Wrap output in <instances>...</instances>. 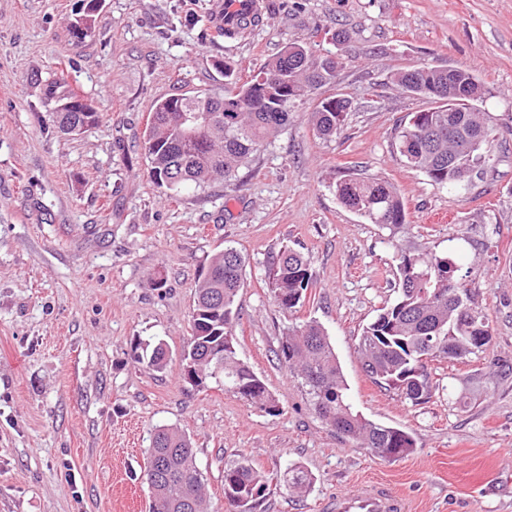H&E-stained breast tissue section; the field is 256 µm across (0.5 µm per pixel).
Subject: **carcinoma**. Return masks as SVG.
<instances>
[{"label":"carcinoma","mask_w":512,"mask_h":512,"mask_svg":"<svg viewBox=\"0 0 512 512\" xmlns=\"http://www.w3.org/2000/svg\"><path fill=\"white\" fill-rule=\"evenodd\" d=\"M91 4L74 29L82 40L92 30ZM338 65L293 43L266 63L249 81L222 93L191 91L158 98L144 135V152L150 179L159 187L179 191L186 186L203 188L222 178L237 177L239 168L290 121L296 103L336 78ZM475 75L458 67L454 82L461 90L483 98L487 90L475 84ZM397 87L423 99L435 98L438 88H448V71L423 66L392 76ZM58 128L70 133L99 123L98 112L84 98L71 94L58 99L54 109ZM186 113H205L208 126L192 135L183 121ZM347 113L336 111L332 101L319 102L312 118L322 136H332L344 125ZM397 151L411 168L436 186H454L472 173L469 162L491 146V130L483 116L467 109L448 113L441 107L421 113L420 120L403 126ZM336 196L349 209L372 224L398 228L406 223L405 203L397 189L377 178L351 173L336 182ZM456 265L437 253L400 255L396 300L380 309L367 324L357 344L363 370L380 386L402 391L413 402L430 393L429 363L462 359L486 350L491 329L487 316L468 304ZM245 259L233 248L215 253L195 283L191 311L192 336L182 363L211 378L222 354L218 377L224 389L261 406L275 400L264 381L238 357L236 346L224 343L234 327L235 308L244 286ZM268 285L276 304L291 311L305 299L311 274L301 253L284 249L267 269ZM280 359L306 388L317 416L336 433L381 458L410 454L415 439L407 431L374 422L356 411L336 352L322 327L308 322L282 337ZM134 360L143 368L161 372L169 363L163 342L139 341ZM161 465L151 512H206V487L190 437L177 427L154 430L147 450V468ZM288 487L307 488L311 474L300 465L289 468ZM269 491L268 478L248 460L224 467V500L234 512H255Z\"/></svg>","instance_id":"1"}]
</instances>
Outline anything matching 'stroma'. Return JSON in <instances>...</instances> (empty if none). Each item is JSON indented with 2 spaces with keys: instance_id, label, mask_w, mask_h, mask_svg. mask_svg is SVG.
I'll list each match as a JSON object with an SVG mask.
<instances>
[{
  "instance_id": "obj_1",
  "label": "stroma",
  "mask_w": 512,
  "mask_h": 512,
  "mask_svg": "<svg viewBox=\"0 0 512 512\" xmlns=\"http://www.w3.org/2000/svg\"><path fill=\"white\" fill-rule=\"evenodd\" d=\"M87 2L0 0V512H149L139 474L164 425L190 435L213 512L226 508L224 466L240 458L275 484L256 512H322L330 491L367 479L401 492L410 512H512V373L501 370L512 365V0H263L262 23L233 38L211 34V0H102L78 40L71 25ZM292 43L335 54V80L237 180L157 187L142 149L155 100L224 90L228 68L245 83ZM420 66L468 69L488 89L475 106L490 158L455 187L432 185L395 149L398 126L427 102L391 76ZM51 79L92 103L99 124L60 132ZM339 94L352 108L322 137L310 114ZM353 169L397 189L405 224L390 230L340 203L336 182ZM285 246L312 274L293 312L266 277ZM222 248L246 259L238 355L279 414L181 378L194 282ZM429 252L455 262L491 341L431 362V395L415 403L372 383L356 346L395 297L400 254ZM309 321L328 335L354 408L409 431L412 453L379 458L316 416L277 357ZM141 339L166 344V370L134 362ZM294 463L313 477L306 494L282 484Z\"/></svg>"
}]
</instances>
